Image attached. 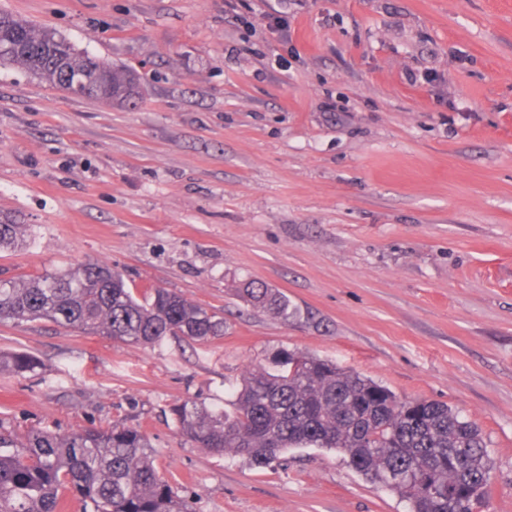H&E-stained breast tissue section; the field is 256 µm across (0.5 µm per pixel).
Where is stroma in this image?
Listing matches in <instances>:
<instances>
[{"instance_id": "stroma-1", "label": "stroma", "mask_w": 512, "mask_h": 512, "mask_svg": "<svg viewBox=\"0 0 512 512\" xmlns=\"http://www.w3.org/2000/svg\"><path fill=\"white\" fill-rule=\"evenodd\" d=\"M141 77L136 108L0 68V274L89 261L180 292L224 334L153 346L0 324V426L140 427L197 512H407L342 455L257 467L170 413L232 411L250 367L310 354L481 428L512 512V0H0ZM287 33L270 30L275 17ZM248 280L289 320L253 310ZM25 224L9 216H0V249L21 250L26 246ZM243 299L254 308L274 316L288 319L292 314L288 299L275 288L258 281H248L243 288H238ZM39 360L36 356L27 351H0V375L15 374L25 375L33 374L39 368Z\"/></svg>"}]
</instances>
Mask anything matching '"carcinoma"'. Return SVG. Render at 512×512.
Returning <instances> with one entry per match:
<instances>
[{"instance_id":"carcinoma-1","label":"carcinoma","mask_w":512,"mask_h":512,"mask_svg":"<svg viewBox=\"0 0 512 512\" xmlns=\"http://www.w3.org/2000/svg\"><path fill=\"white\" fill-rule=\"evenodd\" d=\"M19 66L62 90L70 73L85 96L136 105L137 77L76 48L52 29L0 11V67ZM26 246L24 225L0 216V249ZM251 306L281 318L288 299L258 281L238 289ZM47 320L116 341L152 346L169 336L208 341L224 317L167 288L135 296L123 274L86 263L0 279V323ZM270 371L255 365L228 414L185 400L171 412L180 433L210 453L231 452L263 466L292 448H326L365 479L397 491L409 512H480L491 462L479 427L448 404L401 399L389 388L311 355L284 351ZM27 351H0V375L33 374ZM72 494L83 512H196L160 473L140 428L87 427L61 434L0 430V512H61Z\"/></svg>"}]
</instances>
